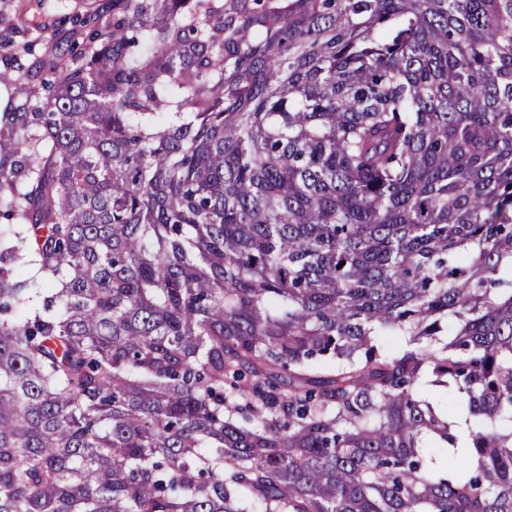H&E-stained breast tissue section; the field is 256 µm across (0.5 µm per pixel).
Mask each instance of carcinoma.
<instances>
[{"label":"carcinoma","mask_w":512,"mask_h":512,"mask_svg":"<svg viewBox=\"0 0 512 512\" xmlns=\"http://www.w3.org/2000/svg\"><path fill=\"white\" fill-rule=\"evenodd\" d=\"M50 69L0 115V512H512V0H112Z\"/></svg>","instance_id":"carcinoma-1"}]
</instances>
